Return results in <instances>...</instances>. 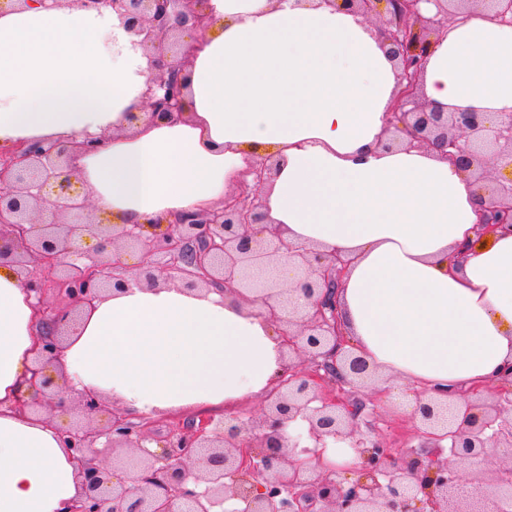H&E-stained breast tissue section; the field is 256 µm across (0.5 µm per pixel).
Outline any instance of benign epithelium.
<instances>
[{
  "label": "benign epithelium",
  "instance_id": "1",
  "mask_svg": "<svg viewBox=\"0 0 512 512\" xmlns=\"http://www.w3.org/2000/svg\"><path fill=\"white\" fill-rule=\"evenodd\" d=\"M390 5L380 24L401 72L386 147L409 138L408 145H432L460 166L472 170L490 206L478 213L479 237L512 230V182L484 186L489 161L512 166V113L495 124L482 112H448L420 97L422 61L431 36L448 23L480 8L498 22L512 25V0H343L370 19L377 4ZM54 6H110L139 45L153 54L144 114L151 119L181 115L184 55L180 30L205 27L207 0H49ZM67 146L35 141L12 155H0V264L15 265L38 301L49 290L68 299V307L45 311L48 331L37 354L34 379L38 397L30 409L66 412L57 404L58 383L47 369L57 358L64 336L74 328L83 307L101 294L129 286L117 273L120 261L105 251L144 252L134 276L149 287L159 280L195 290L219 286L225 293L258 302L288 347V365L278 386L264 397L262 416L215 420H177L165 433L150 421L134 423L95 396L78 398L85 423L61 431L65 446L83 461L82 491L68 512H216L232 502L231 512H512V426L502 402L479 394L448 399V391L417 397L413 412L422 443L405 457L378 437L360 430L364 403L345 390L375 377L361 356L347 349L337 292L347 260L318 249L285 243L266 226L260 199L262 185L277 163L259 162L254 184L243 183L224 196L220 210L203 216H180L166 232L148 239L142 225L96 224L87 217V200L68 169ZM99 245L83 249L85 239ZM295 268L302 314L294 290L255 271L283 262ZM306 438L316 452L297 463L293 455ZM112 450V467L98 461L99 440ZM448 441L443 446L442 441ZM346 441L353 462H324L320 449ZM156 443L157 451L147 449ZM500 450L505 467L494 477L479 474L478 490L463 495L457 466L484 460L487 448ZM127 474L114 480L116 472Z\"/></svg>",
  "mask_w": 512,
  "mask_h": 512
}]
</instances>
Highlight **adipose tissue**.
<instances>
[{
  "label": "adipose tissue",
  "instance_id": "obj_1",
  "mask_svg": "<svg viewBox=\"0 0 512 512\" xmlns=\"http://www.w3.org/2000/svg\"><path fill=\"white\" fill-rule=\"evenodd\" d=\"M183 32L182 114L140 120L149 59L111 8L42 0L0 14V150L100 140L72 167L98 220L140 224L221 206L250 162L278 159L263 189L292 245L349 261L339 292L353 350L433 395L497 380L512 362V233L477 240L486 199L433 147L385 148L397 69L378 27L320 0H209ZM426 101L512 113V26L475 11L433 38ZM44 316L0 265V512H67L81 466L61 415L23 411ZM261 305L217 291L133 285L85 308L50 368L60 401L93 394L133 417L233 411L285 362Z\"/></svg>",
  "mask_w": 512,
  "mask_h": 512
}]
</instances>
